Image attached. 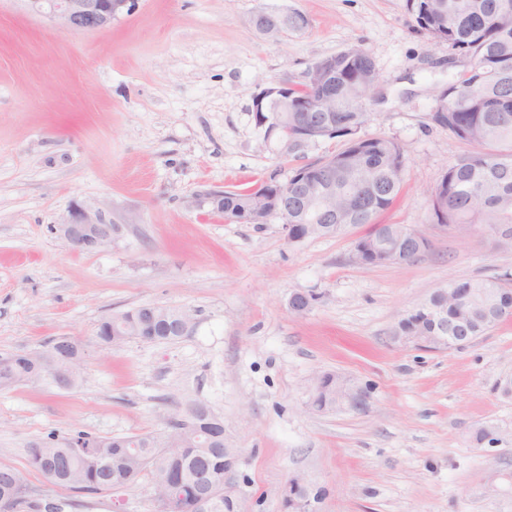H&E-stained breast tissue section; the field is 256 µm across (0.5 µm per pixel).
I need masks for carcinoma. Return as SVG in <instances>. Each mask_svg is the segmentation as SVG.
<instances>
[{
    "label": "carcinoma",
    "instance_id": "cac0c4a2",
    "mask_svg": "<svg viewBox=\"0 0 512 512\" xmlns=\"http://www.w3.org/2000/svg\"><path fill=\"white\" fill-rule=\"evenodd\" d=\"M418 26L436 42H446L453 50L469 52L477 60L448 85V96L434 111V122L449 130L473 151L459 158L438 180L441 191L435 203L444 213L433 211L442 224H488L494 228L501 245L512 246V0H408ZM497 13L505 23L487 31L481 20ZM341 71L336 73L333 104L336 107V133L344 139V148L336 158V208L338 224H371L398 197L402 181L396 174L402 148L393 139L375 136L358 150L348 133L363 125L360 82L353 75L375 76V66L365 55L349 63L338 56ZM295 170L288 190V223L296 239L305 234V226L293 223V209L305 205L303 189ZM211 210L229 221L241 222L249 216L257 200L250 191H217L205 196ZM451 288H502L497 277L474 278L449 284ZM180 311L143 305L103 320L98 330L112 328V335L101 336L103 343L119 344L128 340L171 341L182 337L177 325ZM29 381L24 366H0V383L10 388ZM313 401L317 410L336 409V374L316 378ZM186 422L191 434L168 443L148 434L101 437L75 431L60 437L50 433L39 448L30 450L28 465L44 473L46 466L66 454L69 464L55 484L83 496H93L128 487L145 470L155 473V465L168 460L170 477L181 486L182 499L173 506L163 500L165 482L152 479V512H195L198 481L207 471V486L224 493L223 439L224 421L204 403L188 410ZM75 436L92 440L96 447L77 452L68 447ZM26 473L10 464L0 463V497L11 496L15 509L31 512H63V505L42 503L29 496Z\"/></svg>",
    "mask_w": 512,
    "mask_h": 512
}]
</instances>
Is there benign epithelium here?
<instances>
[{
  "mask_svg": "<svg viewBox=\"0 0 512 512\" xmlns=\"http://www.w3.org/2000/svg\"><path fill=\"white\" fill-rule=\"evenodd\" d=\"M31 12L49 19L70 30L99 31L112 26V21L123 10H129L135 0H26ZM288 17V10H258L254 18L262 22L261 31L276 30L288 33L281 20ZM309 70L318 73L321 81L315 84L312 95L298 98L291 93L292 82L279 79L262 87L253 95L252 112H272L280 108H291L302 113L294 126L275 127L263 134L264 140L281 157L291 154V147L302 138H313L322 132V126L329 122L326 113L331 111V89L336 82V62L329 56L311 64ZM323 167L311 171L303 180L308 195L316 202L336 192V161L324 160ZM377 233L367 240L358 239L351 257L361 262L366 255L378 265H396L412 261L411 253L426 252L431 241L427 233L418 227L395 229L389 224L376 225ZM58 235L78 250H96L112 241L119 226L106 219L99 208L77 206L70 219L55 226ZM491 295L495 302L474 316L475 321L486 324L499 320L512 312V308L501 302L504 289L495 288ZM448 300L445 287L435 289L418 309L430 320L432 331L420 332L415 336H403L395 330L394 339L409 346L445 350L449 347L463 348L475 340L469 323L448 327V311L441 307ZM315 306V297L310 292H294L288 300L291 314L303 316ZM336 400L340 407L361 409L367 402L366 391L352 379L342 376L336 385ZM307 489L300 478H293L288 485V508L292 512H306Z\"/></svg>",
  "mask_w": 512,
  "mask_h": 512,
  "instance_id": "1",
  "label": "benign epithelium"
}]
</instances>
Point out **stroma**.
I'll list each match as a JSON object with an SVG mask.
<instances>
[{"label":"stroma","mask_w":512,"mask_h":512,"mask_svg":"<svg viewBox=\"0 0 512 512\" xmlns=\"http://www.w3.org/2000/svg\"><path fill=\"white\" fill-rule=\"evenodd\" d=\"M289 8L309 28L279 40L251 23ZM359 45L379 84L360 133L403 152L402 190L378 221L420 226L431 247L399 265L352 262L364 224L288 241L280 219L238 224L207 192L244 191L338 152L327 140L281 158L252 112L259 85L300 83L319 58ZM470 62L421 30L407 0H135L103 31H72L0 0V356L78 339L83 373L0 391V462L27 473L32 498L66 512H112L28 470L31 441L83 430L167 433L197 403L224 421V491L239 512H288V482L309 512H512V317L461 349L395 342L398 320L436 288L512 274L487 225H437L430 196L469 147L433 120ZM103 208L120 232L73 249L52 225L75 205ZM319 300L305 316L292 292ZM141 305L188 310L174 341L106 346L100 321ZM333 372L367 392L364 409L312 408ZM493 427L498 443L476 444Z\"/></svg>","instance_id":"obj_1"}]
</instances>
